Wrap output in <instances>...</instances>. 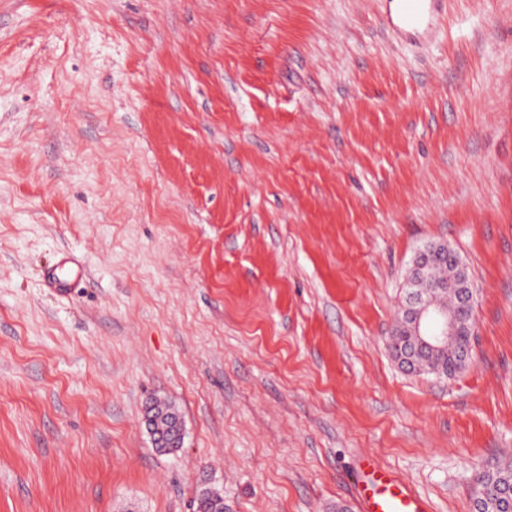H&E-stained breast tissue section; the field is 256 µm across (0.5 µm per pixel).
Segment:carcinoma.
Masks as SVG:
<instances>
[{"mask_svg":"<svg viewBox=\"0 0 512 512\" xmlns=\"http://www.w3.org/2000/svg\"><path fill=\"white\" fill-rule=\"evenodd\" d=\"M456 264L445 253L429 257L425 271L432 282L440 284L451 280L455 275ZM469 337L457 336L441 350H417L413 337L408 335L405 326H399L389 336L388 348L392 357L398 362H406L418 372L439 374L451 377L468 360L465 353ZM154 426L162 434H168L178 411L170 404L160 402L153 405ZM479 490L483 491V512H512V496L506 490L512 487V464H503L493 471L482 473L478 477ZM195 512H224V499L211 492H203L196 500Z\"/></svg>","mask_w":512,"mask_h":512,"instance_id":"cac0c4a2","label":"carcinoma"}]
</instances>
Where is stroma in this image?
I'll return each instance as SVG.
<instances>
[{"instance_id":"1","label":"stroma","mask_w":512,"mask_h":512,"mask_svg":"<svg viewBox=\"0 0 512 512\" xmlns=\"http://www.w3.org/2000/svg\"><path fill=\"white\" fill-rule=\"evenodd\" d=\"M388 10L0 0V512H358L368 458L473 512L512 461V0L422 43ZM430 243L476 293L443 379L387 349Z\"/></svg>"}]
</instances>
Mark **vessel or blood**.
<instances>
[{
    "instance_id": "1",
    "label": "vessel or blood",
    "mask_w": 512,
    "mask_h": 512,
    "mask_svg": "<svg viewBox=\"0 0 512 512\" xmlns=\"http://www.w3.org/2000/svg\"><path fill=\"white\" fill-rule=\"evenodd\" d=\"M442 0H390L386 29L400 36L430 37ZM360 512H429L428 502L392 473L366 466L356 476Z\"/></svg>"
}]
</instances>
